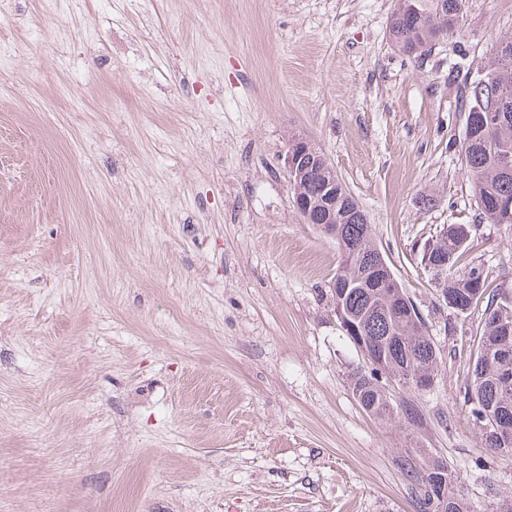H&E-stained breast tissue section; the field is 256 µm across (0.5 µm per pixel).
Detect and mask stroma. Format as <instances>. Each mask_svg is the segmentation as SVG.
<instances>
[{"label": "stroma", "instance_id": "stroma-1", "mask_svg": "<svg viewBox=\"0 0 512 512\" xmlns=\"http://www.w3.org/2000/svg\"><path fill=\"white\" fill-rule=\"evenodd\" d=\"M0 512H418L406 459L439 458L469 512L512 458L468 422L480 311L422 251L469 224L512 301V225L479 222L459 107L512 35L464 0L426 54L394 0H0ZM306 134L365 211L439 348L419 428L353 397L366 366L329 298L334 239L282 157Z\"/></svg>", "mask_w": 512, "mask_h": 512}]
</instances>
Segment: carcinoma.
<instances>
[{
	"mask_svg": "<svg viewBox=\"0 0 512 512\" xmlns=\"http://www.w3.org/2000/svg\"><path fill=\"white\" fill-rule=\"evenodd\" d=\"M463 0H410L406 8L391 14L389 33L400 51L409 54L418 48H432L434 38L441 33L454 36L459 32ZM484 71L491 80L476 86L464 83V112L471 115L478 105L489 109L504 104L503 111L492 115V125L478 120L464 126L462 147L469 186L476 202L492 196L512 201V169L506 171L502 161L512 160V36L495 42ZM331 183L336 192V243L345 255V269L334 275L336 287L344 293L343 311L357 320L362 337L374 345L386 346L392 361L390 368L399 378L407 380L410 373L422 371L438 374V354L432 349L422 320L411 321L399 312L403 294L387 288H375L370 282L372 268L377 264L379 250L374 243L373 225L369 224L347 186L332 168L313 176L311 185L300 188L312 202L310 217L319 218L316 192ZM293 188V191L300 190ZM471 227L468 224L448 225V237L443 248L448 253L445 275L436 284L453 299L473 296L480 290L471 310L484 306V326L477 339L475 358L467 374L469 420L487 451L497 454L502 444L498 437L479 424L485 417L504 421L512 430V383L502 385L497 372L512 371V305L509 308L491 299V283L480 265L461 263L470 246ZM351 388L358 404L370 415L385 422L418 426L422 418L407 414L393 406L380 385L375 370H358L351 376ZM415 481L419 512H468L462 499L448 491V505L441 507L430 494L434 483H451L450 474L437 459H428L421 470L408 467Z\"/></svg>",
	"mask_w": 512,
	"mask_h": 512,
	"instance_id": "obj_1",
	"label": "carcinoma"
}]
</instances>
